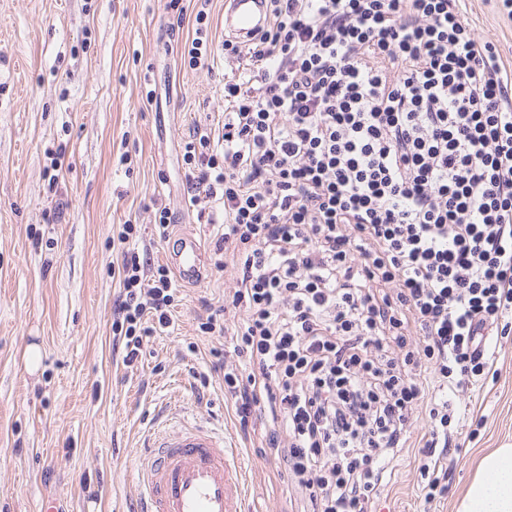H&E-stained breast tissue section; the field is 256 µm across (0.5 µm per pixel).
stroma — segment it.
Segmentation results:
<instances>
[{"label": "stroma", "instance_id": "35a3bbf8", "mask_svg": "<svg viewBox=\"0 0 512 512\" xmlns=\"http://www.w3.org/2000/svg\"><path fill=\"white\" fill-rule=\"evenodd\" d=\"M462 8L512 69V20L496 0ZM209 10L211 65L193 70L180 57L192 0L181 14L167 0H0V512H42L52 495L59 512H129L134 452L172 418L223 426L264 512H287L294 496L273 475L270 450L241 434L211 368L220 342L199 330L208 307L223 304L228 274L211 264L186 287L175 333L150 342L137 374L112 351L114 231L140 225L161 264L157 208L174 216L169 236L216 233L189 202L181 155L195 120L223 126L224 76L235 68L224 59V0ZM59 157L65 174L54 184ZM488 339L496 375L460 395L464 449L448 463L447 497L423 502L420 412L375 512H456L482 455L512 445V335ZM32 342L42 351L34 375L24 364Z\"/></svg>", "mask_w": 512, "mask_h": 512}]
</instances>
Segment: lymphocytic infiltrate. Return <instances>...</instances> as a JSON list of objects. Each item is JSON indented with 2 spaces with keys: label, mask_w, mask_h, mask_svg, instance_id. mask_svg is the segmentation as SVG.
<instances>
[{
  "label": "lymphocytic infiltrate",
  "mask_w": 512,
  "mask_h": 512,
  "mask_svg": "<svg viewBox=\"0 0 512 512\" xmlns=\"http://www.w3.org/2000/svg\"><path fill=\"white\" fill-rule=\"evenodd\" d=\"M266 2L267 28L224 43L240 66L222 131L182 143L233 280L201 324L224 341L213 369L243 435L266 421L300 512H369L426 408L429 504L448 493L451 398L490 368L481 331L512 333V71L459 0ZM138 241L112 237L130 371L182 300Z\"/></svg>",
  "instance_id": "lymphocytic-infiltrate-1"
}]
</instances>
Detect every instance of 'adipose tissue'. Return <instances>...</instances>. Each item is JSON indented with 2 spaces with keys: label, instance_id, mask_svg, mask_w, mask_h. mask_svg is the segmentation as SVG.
<instances>
[{
  "label": "adipose tissue",
  "instance_id": "ef3b65f1",
  "mask_svg": "<svg viewBox=\"0 0 512 512\" xmlns=\"http://www.w3.org/2000/svg\"><path fill=\"white\" fill-rule=\"evenodd\" d=\"M457 512H512V446L482 456Z\"/></svg>",
  "mask_w": 512,
  "mask_h": 512
}]
</instances>
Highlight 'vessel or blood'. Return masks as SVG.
<instances>
[{
  "mask_svg": "<svg viewBox=\"0 0 512 512\" xmlns=\"http://www.w3.org/2000/svg\"><path fill=\"white\" fill-rule=\"evenodd\" d=\"M267 20L263 0H225L224 27L235 38L250 39ZM169 259L180 282H202L201 238H173ZM136 468L142 495L130 512H255L246 501L236 452L225 445L223 431L208 424L183 422L154 430Z\"/></svg>",
  "mask_w": 512,
  "mask_h": 512,
  "instance_id": "vessel-or-blood-1",
  "label": "vessel or blood"
}]
</instances>
